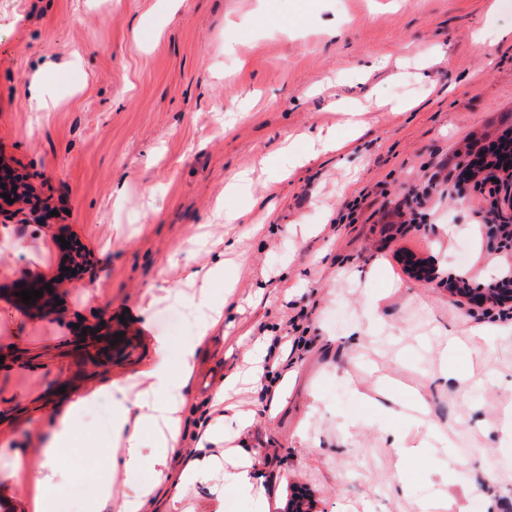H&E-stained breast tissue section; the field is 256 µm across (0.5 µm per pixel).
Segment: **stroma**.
I'll return each instance as SVG.
<instances>
[{
	"mask_svg": "<svg viewBox=\"0 0 512 512\" xmlns=\"http://www.w3.org/2000/svg\"><path fill=\"white\" fill-rule=\"evenodd\" d=\"M0 0V159L24 177L46 224L26 249H0V502L40 512L74 476L41 481V443L80 393L133 385L176 355L195 315L181 294L224 249L210 299L224 318L198 347L185 390L209 405L225 378L246 372L275 328L298 322L277 408L244 382L226 406L253 413L244 433L224 423L212 454L242 447L286 512L304 492L314 512H423L430 500L465 512H512V303H469L450 282L487 288L512 252L489 227L493 183L464 180L475 154L512 129V42L479 43L486 21L512 26V0ZM294 26L285 27L281 18ZM141 30L143 51L131 48ZM434 47L427 59L419 45ZM46 106L30 81L44 63ZM253 106L239 109L245 99ZM367 105L345 151L320 154L287 178L266 159L306 152L318 130L349 137L337 102ZM259 184L250 221L224 187L242 170ZM442 189L417 200L429 180ZM452 224L445 237L440 227ZM79 243L77 276L61 271ZM60 299L39 313L19 293L30 280ZM499 333L470 345V331ZM462 348L449 359V337ZM374 420L369 430L357 428ZM76 452L97 462L112 443L86 411ZM185 420L167 470L152 460L116 473L112 498L155 486L163 512H256L180 485L194 452ZM422 443L408 459L395 436ZM465 458L466 468L448 461ZM404 484H397L396 473Z\"/></svg>",
	"mask_w": 512,
	"mask_h": 512,
	"instance_id": "stroma-1",
	"label": "stroma"
}]
</instances>
